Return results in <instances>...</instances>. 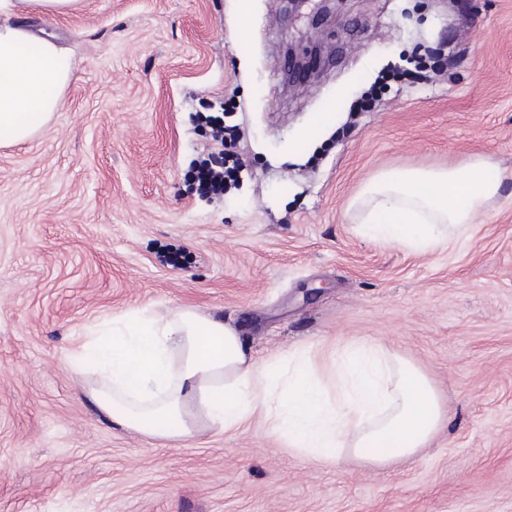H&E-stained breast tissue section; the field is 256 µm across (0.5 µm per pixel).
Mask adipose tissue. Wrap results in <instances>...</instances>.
<instances>
[{"label":"adipose tissue","instance_id":"1","mask_svg":"<svg viewBox=\"0 0 512 512\" xmlns=\"http://www.w3.org/2000/svg\"><path fill=\"white\" fill-rule=\"evenodd\" d=\"M73 77L66 49L0 24V146L40 134L62 106ZM490 162L379 172L363 190L360 229L371 239L426 252L466 238L498 196ZM92 365L90 396L115 423L180 442L226 432L261 416L269 435L315 461L339 449L376 462L428 447L444 421L437 392L415 364L364 341L321 372L310 354L258 360L234 328L192 308L161 316L131 311L92 326L70 356Z\"/></svg>","mask_w":512,"mask_h":512}]
</instances>
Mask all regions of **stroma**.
Masks as SVG:
<instances>
[{"label":"stroma","instance_id":"1","mask_svg":"<svg viewBox=\"0 0 512 512\" xmlns=\"http://www.w3.org/2000/svg\"><path fill=\"white\" fill-rule=\"evenodd\" d=\"M81 0L31 30L74 77L34 139L0 147V512H512V0ZM444 46L440 73L383 72ZM319 50L289 80L288 55ZM223 106L243 167L222 198L188 172ZM336 123L299 151L320 113ZM483 158L499 195L469 239L416 252L364 237L383 170ZM182 250L184 266L162 257ZM193 306L257 357L327 363L358 338L408 359L445 420L411 459L313 461L239 430L183 443L115 424L74 372L88 328Z\"/></svg>","mask_w":512,"mask_h":512}]
</instances>
